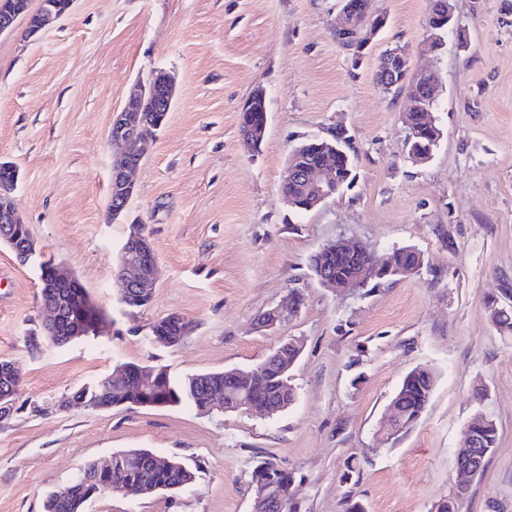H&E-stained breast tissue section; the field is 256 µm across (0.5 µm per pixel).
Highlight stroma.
<instances>
[{
	"instance_id": "1",
	"label": "stroma",
	"mask_w": 512,
	"mask_h": 512,
	"mask_svg": "<svg viewBox=\"0 0 512 512\" xmlns=\"http://www.w3.org/2000/svg\"><path fill=\"white\" fill-rule=\"evenodd\" d=\"M430 0H370L387 18L359 67L333 32L342 0H74L35 36L24 20L0 34V159L14 162L18 211L37 242L23 264L0 246V360L21 374L0 422V512H43L47 492L85 462L148 448L195 467L175 494L103 495L87 512H250L251 472L273 462L294 478L297 512H434L455 487V448L484 411L497 446L459 512H512V338L487 300L512 292V0H454L455 35L431 49ZM401 46L410 73L439 78L442 137L429 161L405 154L406 96L374 80ZM174 75L177 96L134 177L123 218L108 221L114 112L131 84ZM268 104L260 153L244 146L239 111L256 89ZM343 123L356 180L294 214L280 183L290 150ZM142 225L158 278L150 306L119 304L117 254ZM355 237L378 256L423 253L416 277L371 294H339L310 257ZM67 266L109 320L105 332L57 346L28 338L43 320L37 263ZM300 313L274 332L256 317L290 291ZM195 322L180 345L151 340L159 317ZM298 338L296 399L278 416L202 414L188 405L92 410L60 405L116 364L172 375L248 367ZM434 368L432 397L393 445L375 433L404 375Z\"/></svg>"
}]
</instances>
